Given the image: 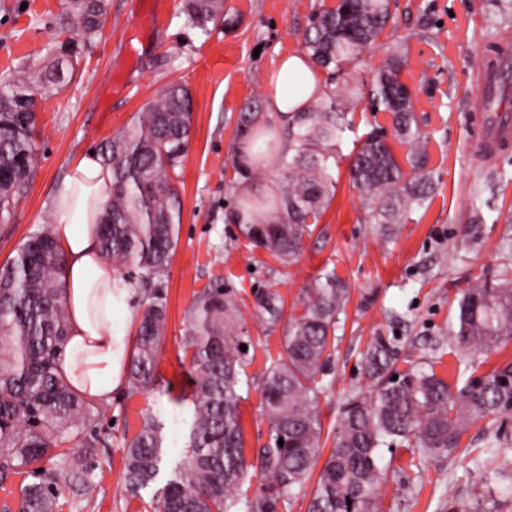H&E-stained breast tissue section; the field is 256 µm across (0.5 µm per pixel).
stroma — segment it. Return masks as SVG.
<instances>
[{"instance_id": "35a3bbf8", "label": "stroma", "mask_w": 512, "mask_h": 512, "mask_svg": "<svg viewBox=\"0 0 512 512\" xmlns=\"http://www.w3.org/2000/svg\"><path fill=\"white\" fill-rule=\"evenodd\" d=\"M335 4L224 0L226 18L205 38L187 26L182 0H107L102 31L81 44L71 81L40 96L34 177L10 223L0 224V264L27 235L52 224L50 199L76 157L120 133L169 83L186 85L192 98V133L178 182L181 224L163 277L168 307L155 386L134 395L122 386L102 403L107 445L97 451L96 498L78 504L60 493L57 512H154L188 436L186 311L204 288L221 284L241 299L251 345L240 410L251 458L270 439L261 373L282 353L286 320L299 313L302 289L323 269H335L351 289L316 408L328 433L345 398L363 383L360 353L367 343L379 335L392 339L395 368L405 371L456 323L461 291L512 266V151L477 162L471 144L478 119L470 109V93L489 61L487 48L512 34V0H390V23L356 66L358 76L371 81L387 52L401 49L407 63L400 79L428 138L432 197L394 236L365 222L348 175L349 156L362 136L392 123L390 113L372 110L364 99L344 134L334 197L297 261L286 265L247 248L231 219L239 205L232 187L239 114L248 101L263 100L266 77L279 58L301 52L313 13ZM68 12L67 0H0V80L52 58L58 42L72 36L65 27ZM267 290L284 302V319L274 325L256 305L257 294ZM149 410L165 422L167 456L156 481L131 498L121 484V442L139 430ZM463 443L467 452L417 459L406 448H381L387 512H478L480 471L471 451L484 444L481 426H473Z\"/></svg>"}]
</instances>
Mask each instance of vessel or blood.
Listing matches in <instances>:
<instances>
[{
  "label": "vessel or blood",
  "instance_id": "obj_1",
  "mask_svg": "<svg viewBox=\"0 0 512 512\" xmlns=\"http://www.w3.org/2000/svg\"><path fill=\"white\" fill-rule=\"evenodd\" d=\"M512 74V46L502 45L497 51V65L485 71L471 106L485 116L486 127L483 138L475 150L481 161L496 158L508 140L512 139V108L499 104L501 81Z\"/></svg>",
  "mask_w": 512,
  "mask_h": 512
}]
</instances>
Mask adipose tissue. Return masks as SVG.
<instances>
[{"label": "adipose tissue", "instance_id": "obj_1", "mask_svg": "<svg viewBox=\"0 0 512 512\" xmlns=\"http://www.w3.org/2000/svg\"><path fill=\"white\" fill-rule=\"evenodd\" d=\"M324 90L308 56H285L267 80L265 110L287 116ZM111 184V171L86 153L71 165L51 201V229L66 257L62 283L68 315L56 368L73 391L91 401L111 398L131 354V339L117 321L130 306L132 291L101 260L97 240V216Z\"/></svg>", "mask_w": 512, "mask_h": 512}]
</instances>
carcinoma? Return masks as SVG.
<instances>
[{"mask_svg":"<svg viewBox=\"0 0 512 512\" xmlns=\"http://www.w3.org/2000/svg\"><path fill=\"white\" fill-rule=\"evenodd\" d=\"M77 37L98 34L106 0H70ZM190 27L207 37L224 16V0H184ZM390 19L388 0H341L334 10L315 14L303 48L326 70L327 90L300 112L288 113L284 135L288 152L278 151L279 136L261 124L259 106L241 112L238 136L251 139L254 165L235 162L248 183L260 165L276 157L278 192L271 198L244 196L241 207L274 210L273 224H241L251 248L282 263L299 256L334 195L332 166L347 129L345 98L356 86L344 79L347 66L371 46ZM406 59L391 50L374 70L367 95L377 109L392 115L393 135L407 147L411 172L398 163L383 134L370 132L354 155L349 175L367 210L368 221L394 233L408 209L431 197L425 171L426 143L418 127L411 95L399 75ZM73 62L54 63L0 84V224L10 221L24 198L37 161L36 116L20 95L30 88L63 87L73 77ZM192 99L187 86L171 83L150 107L135 115L112 141L99 148L112 170V190L98 216L100 253L123 283L139 296L136 336L127 379L130 394L155 384L157 353L167 315L162 277L170 263L181 223L182 202L176 172L187 153ZM64 255L51 230L26 236L15 256L0 265V488L25 473L34 481L20 488L18 512H55L62 471L72 474V499L88 502L96 483L90 449L101 443L99 408L75 393L55 370L58 348L67 332V310L60 278ZM349 288L324 270L303 290L302 312L288 321L284 355L270 360L261 377L262 399L270 428L269 443L258 449L266 483L254 493L245 487L253 464L244 452L240 418L246 332L238 296L221 285L198 293L187 310L191 349L192 415L188 440L175 462L174 477L157 499V512H276L289 495L311 477L320 459L322 425L316 405L323 394L330 349ZM270 324L281 320L280 295L268 291L257 299ZM457 327L449 344L474 353H490L512 338V275L478 282L462 292ZM391 341L377 336L361 354L365 385L345 399L333 435V448L318 474L308 512H385L377 464L383 447L400 445L426 455L451 453L465 432L484 423L489 431L485 463L507 452L496 428L500 414L512 410V361L480 376L450 382L434 363L394 370ZM283 444H278V440ZM164 421L150 413L136 434L124 439L122 488L130 497L156 480L164 455ZM74 443L70 452L58 447Z\"/></svg>","mask_w":512,"mask_h":512,"instance_id":"1","label":"carcinoma"}]
</instances>
